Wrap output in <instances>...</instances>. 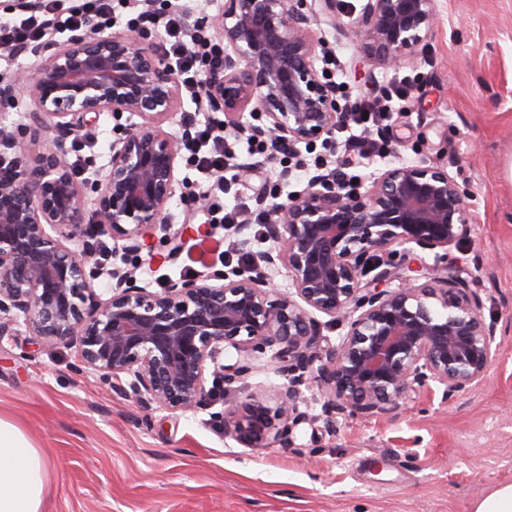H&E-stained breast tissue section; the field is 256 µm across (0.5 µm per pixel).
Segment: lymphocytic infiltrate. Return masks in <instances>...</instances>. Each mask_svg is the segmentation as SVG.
Instances as JSON below:
<instances>
[{
    "instance_id": "obj_1",
    "label": "lymphocytic infiltrate",
    "mask_w": 512,
    "mask_h": 512,
    "mask_svg": "<svg viewBox=\"0 0 512 512\" xmlns=\"http://www.w3.org/2000/svg\"><path fill=\"white\" fill-rule=\"evenodd\" d=\"M131 9L130 26H162L165 38L159 49L176 68L182 86L192 99L202 100V69L205 63L218 61L224 47L202 35H191L180 7L152 9L144 0H40L38 10L23 18L0 15V58L7 59L33 49L43 40L91 25L111 27L116 7ZM395 86L393 96L385 99H360L345 110L339 130L343 153L357 159L384 158L389 144L383 124L393 110L394 95L403 94ZM188 149L203 179L212 180L215 190H223V176L237 171L240 163L224 145V127L218 121L196 123Z\"/></svg>"
}]
</instances>
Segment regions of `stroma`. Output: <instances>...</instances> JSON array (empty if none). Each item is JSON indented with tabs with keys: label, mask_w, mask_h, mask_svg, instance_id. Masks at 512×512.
<instances>
[{
	"label": "stroma",
	"mask_w": 512,
	"mask_h": 512,
	"mask_svg": "<svg viewBox=\"0 0 512 512\" xmlns=\"http://www.w3.org/2000/svg\"><path fill=\"white\" fill-rule=\"evenodd\" d=\"M439 24L417 57L371 69L348 28L316 26L345 97L412 84L386 129L393 154L446 167L469 195L472 231L449 246V266L496 327L491 380L448 404L421 391L395 414L342 419L335 433L303 424L290 448L255 451L224 435L219 405L145 410L82 363L77 348L0 338V418L18 426L49 466L46 512H470L489 485L512 483V0H438ZM173 224H205L185 197L201 176L182 164ZM233 235L188 237L169 258L152 242L153 276L241 267ZM235 383L246 401L283 383L267 353Z\"/></svg>",
	"instance_id": "35a3bbf8"
}]
</instances>
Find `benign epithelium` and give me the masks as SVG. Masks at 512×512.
Returning a JSON list of instances; mask_svg holds the SVG:
<instances>
[{
  "label": "benign epithelium",
  "instance_id": "1",
  "mask_svg": "<svg viewBox=\"0 0 512 512\" xmlns=\"http://www.w3.org/2000/svg\"><path fill=\"white\" fill-rule=\"evenodd\" d=\"M438 21L437 0H363L349 29L374 66L395 67L416 57ZM322 23L336 25V0H224L211 21L224 58L203 79L224 131L243 130L247 112L263 119L253 133L276 145L327 140L343 115L320 66L313 26ZM37 53L34 71L0 81L1 102L22 87L35 106L24 127L0 123V152L14 151L0 172V337L23 325L37 344H73L121 395L171 413L229 396L252 371L250 353L268 350L286 383L224 402V436L255 450L292 447L304 423L333 434L339 417L392 414L421 390H440L446 404L491 378L495 330L468 285L436 265L412 278L397 260L400 247L439 260L470 231L468 198L442 166L401 160L349 190L319 176L280 201L254 187L271 246L229 274L151 291L132 269L89 271L98 241L87 224L136 256L159 234L173 255L194 231H212L167 221L183 143L162 125L182 85L143 31L73 34ZM102 112L139 121L117 129L107 166L79 183L71 143ZM103 275L112 279L106 298L92 286ZM334 327L342 333L333 342L323 331ZM231 350L238 359L220 362ZM313 385L324 398L315 417L300 409Z\"/></svg>",
  "mask_w": 512,
  "mask_h": 512
}]
</instances>
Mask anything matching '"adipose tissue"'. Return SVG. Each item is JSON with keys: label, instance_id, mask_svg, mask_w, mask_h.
Returning <instances> with one entry per match:
<instances>
[{"label": "adipose tissue", "instance_id": "adipose-tissue-1", "mask_svg": "<svg viewBox=\"0 0 512 512\" xmlns=\"http://www.w3.org/2000/svg\"><path fill=\"white\" fill-rule=\"evenodd\" d=\"M48 462L14 424L0 419V512H44Z\"/></svg>", "mask_w": 512, "mask_h": 512}]
</instances>
